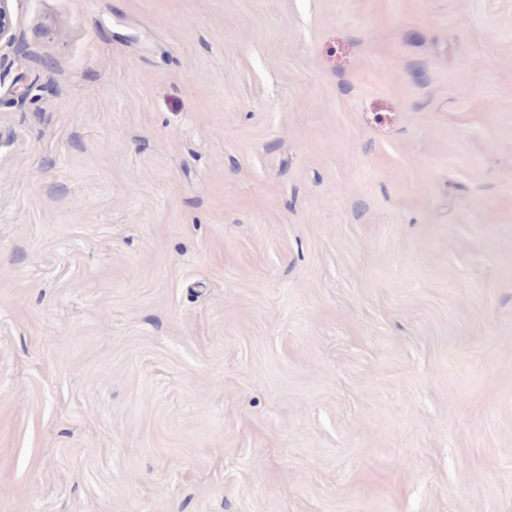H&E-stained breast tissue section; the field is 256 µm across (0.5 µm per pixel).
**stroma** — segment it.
Returning <instances> with one entry per match:
<instances>
[{
  "mask_svg": "<svg viewBox=\"0 0 512 512\" xmlns=\"http://www.w3.org/2000/svg\"><path fill=\"white\" fill-rule=\"evenodd\" d=\"M0 512H512V0H18Z\"/></svg>",
  "mask_w": 512,
  "mask_h": 512,
  "instance_id": "obj_1",
  "label": "stroma"
}]
</instances>
